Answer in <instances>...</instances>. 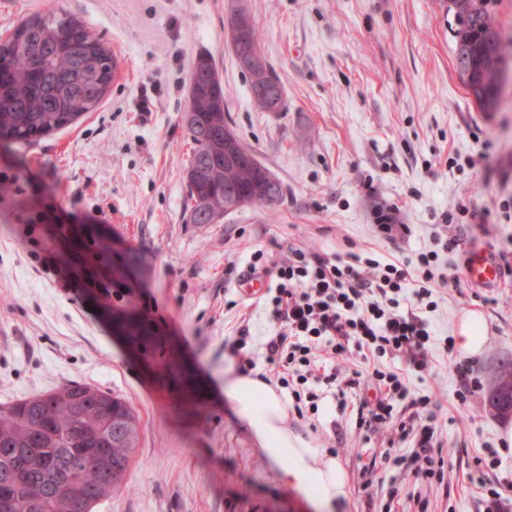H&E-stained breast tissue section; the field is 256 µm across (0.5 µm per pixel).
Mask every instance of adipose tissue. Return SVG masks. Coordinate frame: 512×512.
<instances>
[{
	"label": "adipose tissue",
	"instance_id": "ef3b65f1",
	"mask_svg": "<svg viewBox=\"0 0 512 512\" xmlns=\"http://www.w3.org/2000/svg\"><path fill=\"white\" fill-rule=\"evenodd\" d=\"M224 393L257 440L261 452L280 466L283 481L329 512L347 494L342 463L288 427V400L259 377L229 373Z\"/></svg>",
	"mask_w": 512,
	"mask_h": 512
}]
</instances>
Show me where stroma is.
Masks as SVG:
<instances>
[{
	"label": "stroma",
	"mask_w": 512,
	"mask_h": 512,
	"mask_svg": "<svg viewBox=\"0 0 512 512\" xmlns=\"http://www.w3.org/2000/svg\"><path fill=\"white\" fill-rule=\"evenodd\" d=\"M244 5L285 100L261 111L227 38ZM62 6L82 19L123 69L97 111L35 145L0 151V407L71 383L123 398L138 442L123 486L93 512H315L287 487L224 394L236 359L224 347L242 320L255 341L273 325L237 277L253 251L302 244L327 254L368 251L380 261L437 251L457 278L428 319L432 369L407 372L431 396L447 486L384 461L380 434L365 436L338 402L320 403L318 429L289 417L348 475L334 512H416L388 500L387 479L419 491L429 512H486L488 489L512 484V453L498 448L503 417L487 404L492 370L512 359V0L495 16L509 66L492 119L453 67L448 0H0V39L28 15ZM209 56L241 140L284 186L282 201L195 225L186 211L191 140L183 121L189 74ZM153 102L142 112V96ZM395 205L408 236L374 229L378 206ZM465 213H458V206ZM462 251H441L434 227L450 212ZM486 249L505 273L473 282L466 261ZM477 312L487 341L478 358L446 350L460 318ZM141 321L145 336L118 334L116 317ZM483 390L459 403L458 365ZM376 467L384 483L367 487ZM480 470L487 485L470 484Z\"/></svg>",
	"instance_id": "obj_1"
}]
</instances>
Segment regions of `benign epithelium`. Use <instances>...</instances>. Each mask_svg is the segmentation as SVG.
<instances>
[{
	"label": "benign epithelium",
	"instance_id": "1",
	"mask_svg": "<svg viewBox=\"0 0 512 512\" xmlns=\"http://www.w3.org/2000/svg\"><path fill=\"white\" fill-rule=\"evenodd\" d=\"M247 15L248 12L242 7L233 12L227 24L229 42L240 68L249 73L256 82L255 102L268 112H277L280 109V91L276 87L268 86L265 81L267 65L260 48L246 42ZM244 162L258 165L254 154L241 149L236 135L229 128H224V165ZM488 404L497 414L505 417L512 416V371H508L503 365L493 370L491 397Z\"/></svg>",
	"mask_w": 512,
	"mask_h": 512
}]
</instances>
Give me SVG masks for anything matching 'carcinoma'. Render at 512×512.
I'll use <instances>...</instances> for the list:
<instances>
[{
	"mask_svg": "<svg viewBox=\"0 0 512 512\" xmlns=\"http://www.w3.org/2000/svg\"><path fill=\"white\" fill-rule=\"evenodd\" d=\"M496 0H453L450 30L456 74L482 112L497 110L505 42L494 16ZM193 148L187 211L209 224L224 211V181L247 192V205L276 198L252 168L224 171V87L214 63L191 69ZM114 79L111 50L63 10L34 13L0 40V145L32 144L73 125L103 102ZM138 423L121 398L81 384L0 407V495L16 512H92L119 487L136 447Z\"/></svg>",
	"mask_w": 512,
	"mask_h": 512,
	"instance_id": "1",
	"label": "carcinoma"
}]
</instances>
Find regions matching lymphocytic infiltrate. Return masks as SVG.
<instances>
[{"mask_svg":"<svg viewBox=\"0 0 512 512\" xmlns=\"http://www.w3.org/2000/svg\"><path fill=\"white\" fill-rule=\"evenodd\" d=\"M438 253H418L412 264H383L354 253L329 256L292 245L275 256L254 252L249 268L274 278L264 300L274 325L265 342V361L271 380L287 390L298 417L319 412L320 396L308 382L321 357L346 363L360 354L365 370L342 379L331 373L325 383L339 380L350 390L373 385L379 396L372 405L360 401L358 428L387 432L389 443L409 446L416 473L440 484L445 458L431 398L411 390L405 377L380 364L383 357L398 356L413 371L429 370L432 331L419 310L436 308L438 290L451 283L436 271ZM399 403L409 408L407 418H396Z\"/></svg>","mask_w":512,"mask_h":512,"instance_id":"lymphocytic-infiltrate-1","label":"lymphocytic infiltrate"}]
</instances>
